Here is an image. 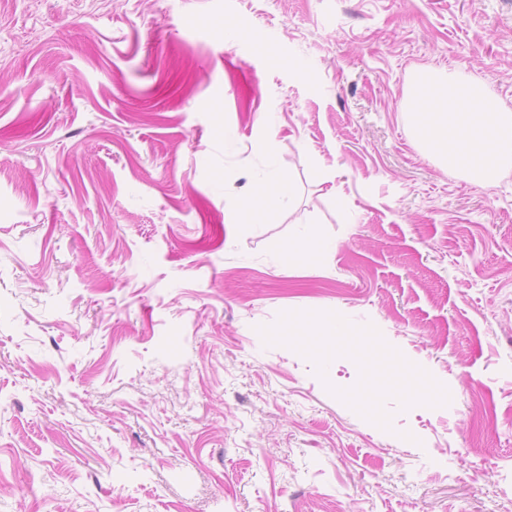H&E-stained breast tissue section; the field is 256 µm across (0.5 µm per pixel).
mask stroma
<instances>
[{
	"label": "stroma",
	"instance_id": "35a3bbf8",
	"mask_svg": "<svg viewBox=\"0 0 512 512\" xmlns=\"http://www.w3.org/2000/svg\"><path fill=\"white\" fill-rule=\"evenodd\" d=\"M424 74L512 109V0H0V512H512V170L415 138ZM286 311L449 404L380 429ZM272 182L260 179L256 182L253 194L242 205L244 217H251L256 213L272 216L276 209L279 196L283 193L280 187L271 186Z\"/></svg>",
	"mask_w": 512,
	"mask_h": 512
}]
</instances>
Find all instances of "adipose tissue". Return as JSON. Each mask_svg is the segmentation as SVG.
<instances>
[{
	"label": "adipose tissue",
	"mask_w": 512,
	"mask_h": 512,
	"mask_svg": "<svg viewBox=\"0 0 512 512\" xmlns=\"http://www.w3.org/2000/svg\"><path fill=\"white\" fill-rule=\"evenodd\" d=\"M415 132L449 166L479 181L512 165V113L473 90L422 79L411 97Z\"/></svg>",
	"instance_id": "adipose-tissue-1"
}]
</instances>
